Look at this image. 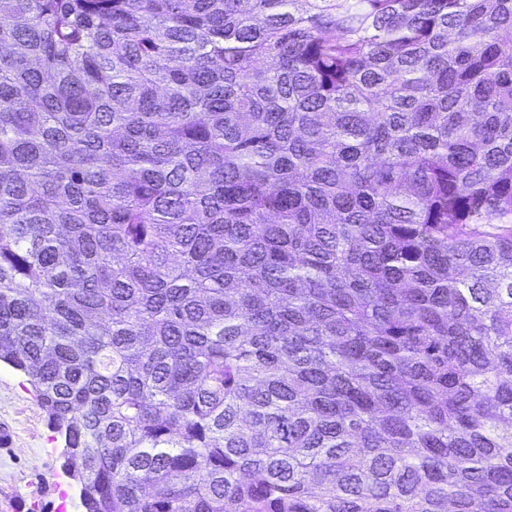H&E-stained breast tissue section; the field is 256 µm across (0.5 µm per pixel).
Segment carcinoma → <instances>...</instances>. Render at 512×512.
Returning a JSON list of instances; mask_svg holds the SVG:
<instances>
[{
  "label": "carcinoma",
  "mask_w": 512,
  "mask_h": 512,
  "mask_svg": "<svg viewBox=\"0 0 512 512\" xmlns=\"http://www.w3.org/2000/svg\"><path fill=\"white\" fill-rule=\"evenodd\" d=\"M0 362L82 512H512V0H0Z\"/></svg>",
  "instance_id": "obj_1"
}]
</instances>
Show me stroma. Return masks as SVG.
<instances>
[{"label": "stroma", "mask_w": 512, "mask_h": 512, "mask_svg": "<svg viewBox=\"0 0 512 512\" xmlns=\"http://www.w3.org/2000/svg\"><path fill=\"white\" fill-rule=\"evenodd\" d=\"M0 512H80L78 490L60 469V448L26 379L0 367Z\"/></svg>", "instance_id": "35a3bbf8"}]
</instances>
